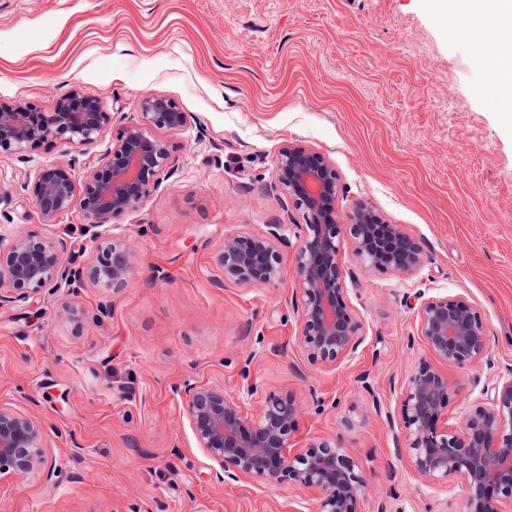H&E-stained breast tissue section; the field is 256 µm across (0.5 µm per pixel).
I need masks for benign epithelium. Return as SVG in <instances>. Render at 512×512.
<instances>
[{
    "label": "benign epithelium",
    "instance_id": "7a95c632",
    "mask_svg": "<svg viewBox=\"0 0 512 512\" xmlns=\"http://www.w3.org/2000/svg\"><path fill=\"white\" fill-rule=\"evenodd\" d=\"M108 104L78 92L37 111L15 99L0 101V157L24 156L43 144L60 142L75 151L63 162L39 167L27 182L43 223L79 209L92 238L106 237L92 264H65L67 244L48 234H14L0 243V306L26 302L46 288L72 290L85 279L107 287L128 285L136 265L131 242L105 236L115 219L138 209L171 170L168 142L157 129L181 132L188 115L172 98L147 94L139 112L120 125L102 163L76 184L77 153L97 142L113 124ZM275 181L302 212L296 243L288 225L269 224L257 235L228 234L219 243L215 263L224 280L260 288L284 280L282 250L294 248L297 344L313 363H337L354 353L363 326L347 302L352 273L342 258L346 238L367 270L412 275L425 262L422 245L399 225L387 223L365 205L343 223L335 201L341 190L336 171L322 155L285 143L279 149ZM418 335L436 362L423 360L400 384L403 446L416 476L435 486L462 484L464 512H512V369L467 407L458 425L448 424V374L438 366H467L490 361L487 325L459 296L419 294ZM183 412L199 448L214 462L224 482L288 484L311 495L316 512H360L366 477L359 458L334 439L290 448L302 410L285 396L266 399L256 414H245L224 386L188 380L180 387ZM46 462L44 430L31 416L0 407V481H21Z\"/></svg>",
    "mask_w": 512,
    "mask_h": 512
}]
</instances>
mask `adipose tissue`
Returning a JSON list of instances; mask_svg holds the SVG:
<instances>
[{
	"instance_id": "ef3b65f1",
	"label": "adipose tissue",
	"mask_w": 512,
	"mask_h": 512,
	"mask_svg": "<svg viewBox=\"0 0 512 512\" xmlns=\"http://www.w3.org/2000/svg\"><path fill=\"white\" fill-rule=\"evenodd\" d=\"M453 39L469 43L494 77L496 105L512 114V0H435Z\"/></svg>"
}]
</instances>
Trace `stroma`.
<instances>
[{
	"mask_svg": "<svg viewBox=\"0 0 512 512\" xmlns=\"http://www.w3.org/2000/svg\"><path fill=\"white\" fill-rule=\"evenodd\" d=\"M79 90L131 116L173 98L172 172L119 219L138 260L115 291L86 281L0 307V406L41 422L43 471L0 482V512H315L303 490L222 482L198 448L176 385L222 384L246 414L267 397L305 409L291 445L339 438L366 475L361 512H463L460 485L418 479L396 387L430 353L417 293L463 297L484 318L490 363L448 366V420L512 368V123L491 77L430 0H0V99L46 109ZM325 156L339 216L365 204L423 246L416 273L369 271L342 255L357 352L310 362L296 341L293 277L226 282L224 235L299 224L275 184L284 142ZM67 146L0 158V239L15 226L65 239L88 266L79 210L44 225L27 180Z\"/></svg>",
	"mask_w": 512,
	"mask_h": 512,
	"instance_id": "obj_1",
	"label": "stroma"
}]
</instances>
